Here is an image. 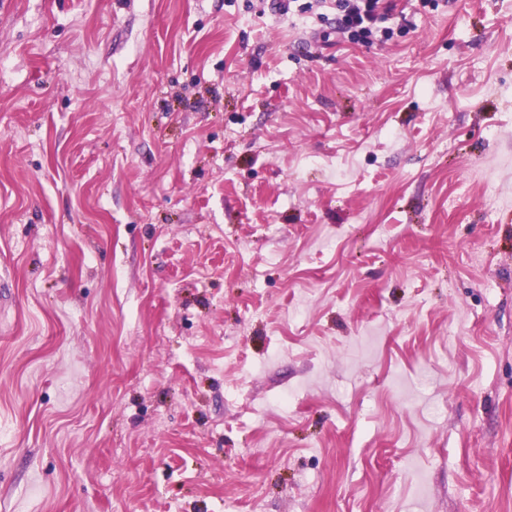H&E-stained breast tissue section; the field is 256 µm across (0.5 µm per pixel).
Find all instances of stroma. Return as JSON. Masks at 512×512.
<instances>
[{
    "mask_svg": "<svg viewBox=\"0 0 512 512\" xmlns=\"http://www.w3.org/2000/svg\"><path fill=\"white\" fill-rule=\"evenodd\" d=\"M385 25L0 0V512H512V0Z\"/></svg>",
    "mask_w": 512,
    "mask_h": 512,
    "instance_id": "1",
    "label": "stroma"
}]
</instances>
